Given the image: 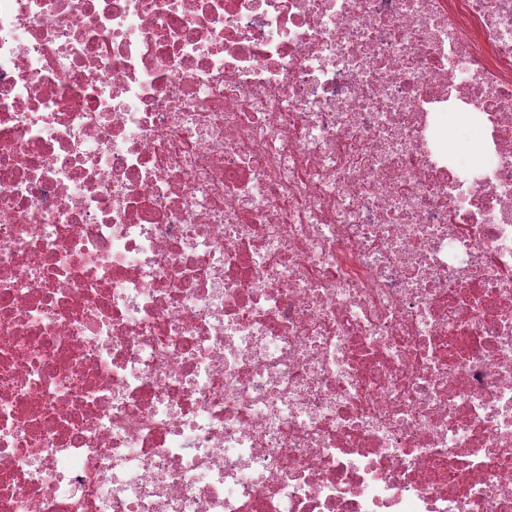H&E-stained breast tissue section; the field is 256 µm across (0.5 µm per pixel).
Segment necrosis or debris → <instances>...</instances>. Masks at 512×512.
<instances>
[{"instance_id": "1", "label": "necrosis or debris", "mask_w": 512, "mask_h": 512, "mask_svg": "<svg viewBox=\"0 0 512 512\" xmlns=\"http://www.w3.org/2000/svg\"><path fill=\"white\" fill-rule=\"evenodd\" d=\"M0 512H512V0H0Z\"/></svg>"}]
</instances>
